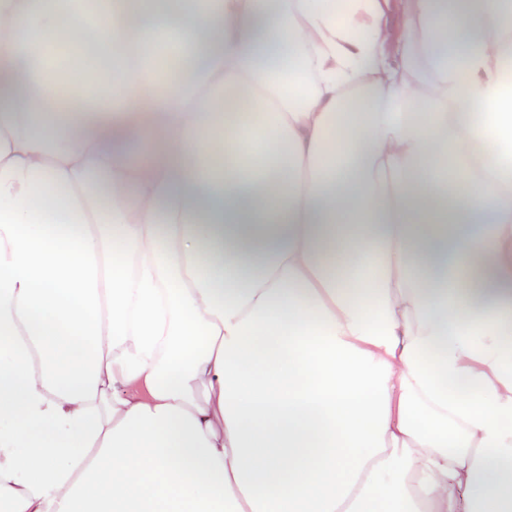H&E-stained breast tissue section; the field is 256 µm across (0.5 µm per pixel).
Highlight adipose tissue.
I'll use <instances>...</instances> for the list:
<instances>
[{
  "mask_svg": "<svg viewBox=\"0 0 512 512\" xmlns=\"http://www.w3.org/2000/svg\"><path fill=\"white\" fill-rule=\"evenodd\" d=\"M94 2L73 110L0 0V512H512V0Z\"/></svg>",
  "mask_w": 512,
  "mask_h": 512,
  "instance_id": "adipose-tissue-1",
  "label": "adipose tissue"
}]
</instances>
